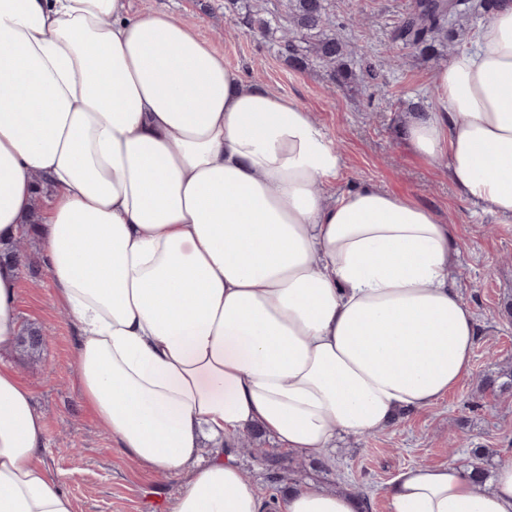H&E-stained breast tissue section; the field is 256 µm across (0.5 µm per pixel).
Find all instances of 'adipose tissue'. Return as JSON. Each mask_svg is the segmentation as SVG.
<instances>
[{"label": "adipose tissue", "instance_id": "ef3b65f1", "mask_svg": "<svg viewBox=\"0 0 512 512\" xmlns=\"http://www.w3.org/2000/svg\"><path fill=\"white\" fill-rule=\"evenodd\" d=\"M432 92L404 139L512 218V0ZM342 168L295 99L168 13L0 0V247L37 218L83 398L120 447L179 481L168 512H262L219 454L245 429L325 459L337 433L380 431L469 374L477 330L449 225L370 184L320 192ZM21 269L0 262V357L20 330ZM46 448L31 390L0 360V512H74ZM388 496L393 512H512V460L485 491L452 463L409 466ZM279 508L359 505L309 484Z\"/></svg>", "mask_w": 512, "mask_h": 512}]
</instances>
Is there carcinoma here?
<instances>
[{"label":"carcinoma","instance_id":"carcinoma-1","mask_svg":"<svg viewBox=\"0 0 512 512\" xmlns=\"http://www.w3.org/2000/svg\"><path fill=\"white\" fill-rule=\"evenodd\" d=\"M500 0H414L394 38L422 52L439 44L448 46V19L455 21L476 11L490 14ZM228 8L241 15L243 25L251 32L263 36L280 34L279 43L292 61L305 65L318 62L334 83H346L354 73L347 67L346 58L351 54L347 44L326 33L325 24L331 7L330 0H281V11L288 17V27H280L277 16L252 3V0H227ZM258 434H251L247 447L254 449L253 460L268 467L274 479L286 480L293 468L270 457L262 448L254 446ZM471 468L476 485L482 487L489 478L482 449H472Z\"/></svg>","mask_w":512,"mask_h":512}]
</instances>
